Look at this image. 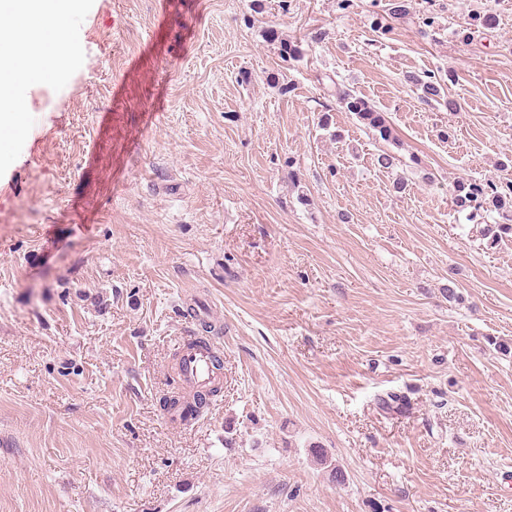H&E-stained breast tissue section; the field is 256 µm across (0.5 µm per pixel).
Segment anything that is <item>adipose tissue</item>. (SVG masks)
I'll list each match as a JSON object with an SVG mask.
<instances>
[{
	"instance_id": "obj_1",
	"label": "adipose tissue",
	"mask_w": 512,
	"mask_h": 512,
	"mask_svg": "<svg viewBox=\"0 0 512 512\" xmlns=\"http://www.w3.org/2000/svg\"><path fill=\"white\" fill-rule=\"evenodd\" d=\"M81 0H0V40L19 32L35 37L33 49L0 57V138H15L25 121L27 104L17 93L21 75H56L62 62L75 61L78 45L69 36V22Z\"/></svg>"
}]
</instances>
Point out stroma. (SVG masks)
Returning <instances> with one entry per match:
<instances>
[{"label":"stroma","instance_id":"1","mask_svg":"<svg viewBox=\"0 0 512 512\" xmlns=\"http://www.w3.org/2000/svg\"><path fill=\"white\" fill-rule=\"evenodd\" d=\"M387 7L84 0L80 58L19 84L0 512H512V239L449 194L512 179V0H411L383 35ZM476 12L493 25L460 42ZM425 73L457 112L421 100ZM204 323L223 389L175 425L172 357ZM336 97L342 107L353 113L367 128L377 132L384 141H394L395 136L384 112L378 111L367 99L352 89L336 85Z\"/></svg>","mask_w":512,"mask_h":512}]
</instances>
